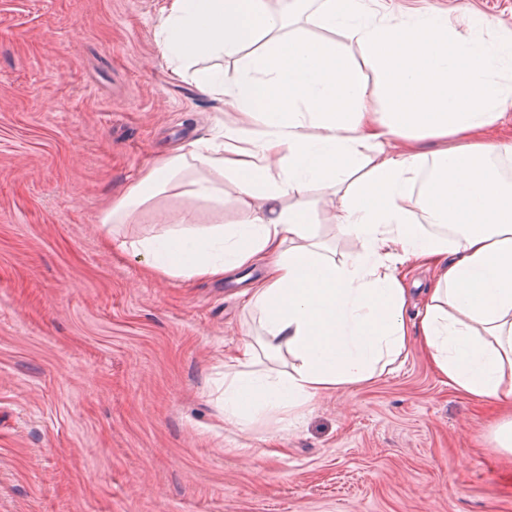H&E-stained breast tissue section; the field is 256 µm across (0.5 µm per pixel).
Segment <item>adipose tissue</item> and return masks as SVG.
<instances>
[{
	"instance_id": "1",
	"label": "adipose tissue",
	"mask_w": 512,
	"mask_h": 512,
	"mask_svg": "<svg viewBox=\"0 0 512 512\" xmlns=\"http://www.w3.org/2000/svg\"><path fill=\"white\" fill-rule=\"evenodd\" d=\"M316 3L319 37L290 31L273 0H171L157 36L173 75L203 53L255 51L233 78H195L234 120L158 159L113 202L106 243L160 278L221 281L264 264L241 293L262 335L239 341L224 378V417L237 424L372 381L416 336L445 384L510 406L512 183L496 162L512 158V30L392 0ZM451 137L457 146L423 147ZM192 161L218 178L191 181L189 196L219 202L232 182L238 223L113 238V223ZM315 187L338 198L332 221L355 248L348 260L318 235L306 200ZM417 263L436 276L412 322L404 271ZM283 351L290 370H259L261 355Z\"/></svg>"
}]
</instances>
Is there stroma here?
I'll use <instances>...</instances> for the list:
<instances>
[{
    "label": "stroma",
    "mask_w": 512,
    "mask_h": 512,
    "mask_svg": "<svg viewBox=\"0 0 512 512\" xmlns=\"http://www.w3.org/2000/svg\"><path fill=\"white\" fill-rule=\"evenodd\" d=\"M512 29V0H431ZM167 0H0V512H512L496 411L419 345L301 413L224 420L242 284L155 279L108 250L103 210L164 152L224 122L174 77ZM240 218L172 189L117 237Z\"/></svg>",
    "instance_id": "stroma-1"
}]
</instances>
